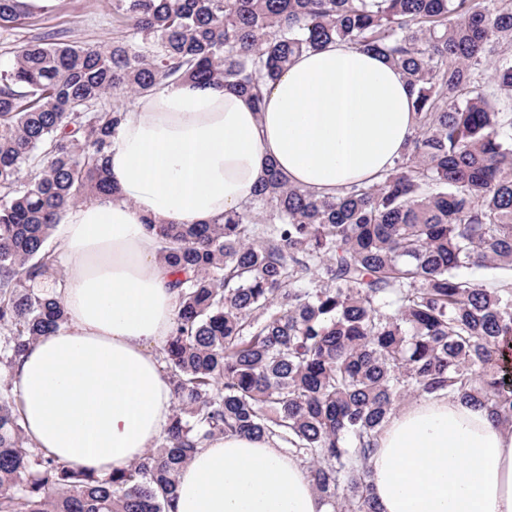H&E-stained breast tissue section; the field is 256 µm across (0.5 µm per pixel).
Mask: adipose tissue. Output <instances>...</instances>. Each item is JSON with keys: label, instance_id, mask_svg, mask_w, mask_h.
<instances>
[{"label": "adipose tissue", "instance_id": "ef3b65f1", "mask_svg": "<svg viewBox=\"0 0 512 512\" xmlns=\"http://www.w3.org/2000/svg\"><path fill=\"white\" fill-rule=\"evenodd\" d=\"M262 103L190 81L127 108L108 150L120 201L71 208L55 231L67 325L10 378L30 440L105 475L165 431L158 354L178 296L147 223L205 224L240 210L274 168L322 196L374 183L405 149L414 94L374 51L332 42L261 85ZM380 512H512V427L458 397L391 414L369 459ZM176 512H333L303 463L267 438L219 435L178 476Z\"/></svg>", "mask_w": 512, "mask_h": 512}]
</instances>
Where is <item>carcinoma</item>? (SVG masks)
<instances>
[{
	"instance_id": "cac0c4a2",
	"label": "carcinoma",
	"mask_w": 512,
	"mask_h": 512,
	"mask_svg": "<svg viewBox=\"0 0 512 512\" xmlns=\"http://www.w3.org/2000/svg\"><path fill=\"white\" fill-rule=\"evenodd\" d=\"M0 0V29L26 12ZM122 34L48 35L0 71V365L65 326L49 239L120 200L106 175L124 104L160 82L260 98L333 40L406 76L415 129L381 179L319 197L275 169L211 224H155L179 308L162 362L177 407L157 446L101 479L27 437L0 380V512H174L177 476L217 435L274 437L334 512H378L367 461L405 396L459 397L512 426V0H112ZM465 269L490 271L483 283Z\"/></svg>"
}]
</instances>
